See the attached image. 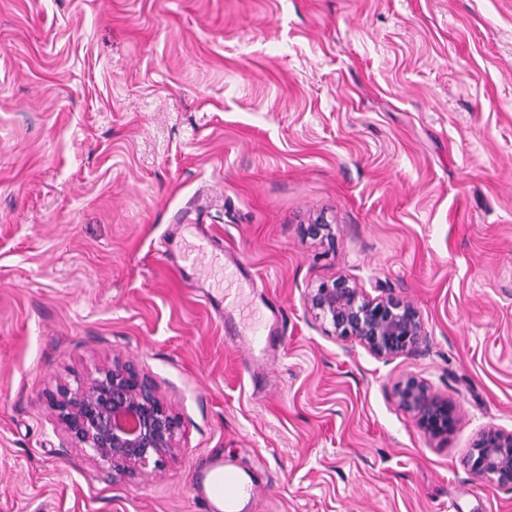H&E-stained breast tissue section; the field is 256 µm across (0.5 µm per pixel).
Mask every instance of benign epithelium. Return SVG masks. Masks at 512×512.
<instances>
[{"mask_svg":"<svg viewBox=\"0 0 512 512\" xmlns=\"http://www.w3.org/2000/svg\"><path fill=\"white\" fill-rule=\"evenodd\" d=\"M304 304L329 335L355 341L377 359L415 355L427 347L426 324L411 302L393 293L371 297L346 276L308 289ZM394 395L429 438H446L454 431L456 406L434 394L426 380L406 374L395 384ZM48 402L69 447L102 469L151 475L180 448L179 415L148 378L118 358L58 385ZM463 463L471 474L512 488V431L483 428Z\"/></svg>","mask_w":512,"mask_h":512,"instance_id":"1","label":"benign epithelium"}]
</instances>
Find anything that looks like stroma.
<instances>
[{
	"instance_id": "stroma-1",
	"label": "stroma",
	"mask_w": 512,
	"mask_h": 512,
	"mask_svg": "<svg viewBox=\"0 0 512 512\" xmlns=\"http://www.w3.org/2000/svg\"><path fill=\"white\" fill-rule=\"evenodd\" d=\"M333 240L305 232L316 218ZM241 263L246 273L223 279ZM346 276L420 311L390 361L328 336ZM181 416L101 470L48 393L113 357ZM412 373L458 410L430 439ZM512 430V0H0V512H512L470 474ZM399 407L431 439L448 438L458 422L456 406L432 392L429 383L414 374L402 376L394 387ZM213 470H217L218 473L210 476V472ZM207 479L211 491L227 502L240 498L252 500L257 495V488L254 485L244 483L237 471L224 460H216L214 467L207 474Z\"/></svg>"
}]
</instances>
